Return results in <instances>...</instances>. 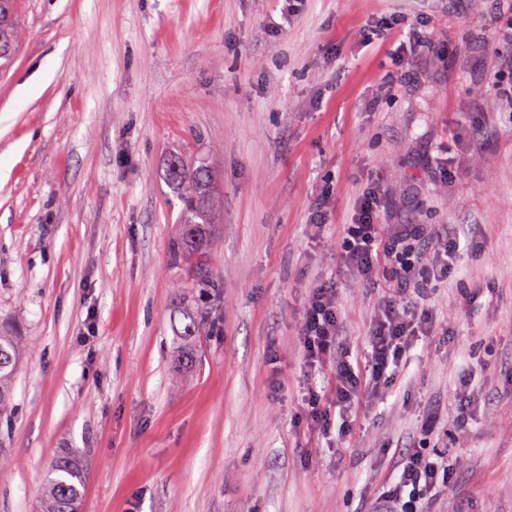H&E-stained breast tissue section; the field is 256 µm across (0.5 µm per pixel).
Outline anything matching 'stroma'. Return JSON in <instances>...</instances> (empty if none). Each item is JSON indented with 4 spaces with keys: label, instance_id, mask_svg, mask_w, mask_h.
I'll list each match as a JSON object with an SVG mask.
<instances>
[{
    "label": "stroma",
    "instance_id": "stroma-1",
    "mask_svg": "<svg viewBox=\"0 0 512 512\" xmlns=\"http://www.w3.org/2000/svg\"><path fill=\"white\" fill-rule=\"evenodd\" d=\"M0 71V319L29 342L0 417V512H37L58 452L80 512H369L418 416L451 414L450 340L469 339L479 403L450 427L456 474L429 512H512V54L497 0H19ZM394 21L384 38L367 26ZM438 55L393 75L401 34ZM178 149L219 197L213 276L186 287L165 178ZM448 159L444 174L437 159ZM380 220L467 243L454 314L421 342L353 444L305 438L298 334L336 285L353 353L380 292L336 255L368 185ZM323 207V238L314 210ZM203 333L180 354L182 313ZM502 2V13L510 15V22L505 25L499 24L492 33L490 46L494 52H498L505 46L512 47V1L499 0Z\"/></svg>",
    "mask_w": 512,
    "mask_h": 512
}]
</instances>
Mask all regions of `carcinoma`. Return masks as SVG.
<instances>
[{"instance_id":"obj_1","label":"carcinoma","mask_w":512,"mask_h":512,"mask_svg":"<svg viewBox=\"0 0 512 512\" xmlns=\"http://www.w3.org/2000/svg\"><path fill=\"white\" fill-rule=\"evenodd\" d=\"M22 40L17 20V0H0V69L7 68ZM166 180L180 203V231L172 243L173 263L182 267L187 284L204 288L209 284L208 255L215 242V217L218 208L214 193V175L200 161L188 163L183 155L168 160ZM28 344L13 326L0 324V414L7 411L12 382ZM81 474L75 459L60 455L48 479L43 512H78Z\"/></svg>"}]
</instances>
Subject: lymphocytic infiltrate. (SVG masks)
<instances>
[{"label": "lymphocytic infiltrate", "instance_id": "obj_1", "mask_svg": "<svg viewBox=\"0 0 512 512\" xmlns=\"http://www.w3.org/2000/svg\"><path fill=\"white\" fill-rule=\"evenodd\" d=\"M379 200L375 187L366 188L354 219L342 225L336 240L340 261L359 281H377L381 265L390 269L359 360H352L340 336L336 288H311L302 308L299 344L311 381L297 401V413L309 433L324 438L334 434L350 440L366 399L385 396L411 349L429 340L434 331L432 318L418 300L447 281L460 255L457 239L445 236L434 240L431 260L422 262L417 250L420 225L380 223ZM326 373L333 377L332 386L317 387L313 376ZM453 477L454 467L444 454L406 449L397 481L380 492L371 512H427L429 499L448 489Z\"/></svg>", "mask_w": 512, "mask_h": 512}]
</instances>
